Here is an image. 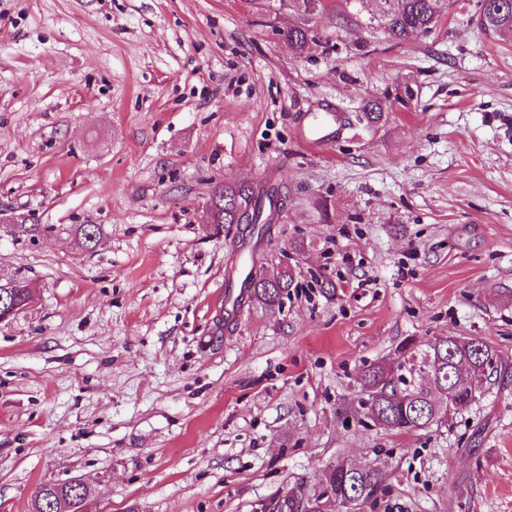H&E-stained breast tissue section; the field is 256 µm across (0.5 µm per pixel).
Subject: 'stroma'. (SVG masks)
<instances>
[{
	"mask_svg": "<svg viewBox=\"0 0 512 512\" xmlns=\"http://www.w3.org/2000/svg\"><path fill=\"white\" fill-rule=\"evenodd\" d=\"M476 4L405 43L324 0L300 55L288 0H0V277L33 287L0 322V512L73 477L89 512H259L342 459L383 473L364 512H512V376L427 430L361 406L406 341L512 364V38ZM241 181L278 187L258 265L294 286L223 330L241 260L206 210ZM316 121L317 123L311 132V143L314 145L328 142L335 132L337 135L340 131L334 112H325ZM334 126L335 129H333Z\"/></svg>",
	"mask_w": 512,
	"mask_h": 512,
	"instance_id": "1",
	"label": "stroma"
}]
</instances>
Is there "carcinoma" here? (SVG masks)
Segmentation results:
<instances>
[{
  "label": "carcinoma",
  "instance_id": "1",
  "mask_svg": "<svg viewBox=\"0 0 512 512\" xmlns=\"http://www.w3.org/2000/svg\"><path fill=\"white\" fill-rule=\"evenodd\" d=\"M494 7L479 9L476 25L486 33L512 36V0H490ZM440 0H385L382 20L396 40L413 42L427 35L436 25ZM288 43L299 54L315 42L313 30L297 26L284 32ZM378 101L368 102L358 120L370 126L382 118ZM211 201L216 209L213 229L226 231L229 245L256 263L265 237L271 234L278 189L253 187L242 183L215 187ZM83 245L92 249L100 240L94 224L77 228ZM255 267L243 278L228 277L227 287L247 289L248 299L269 308L281 304L293 287L291 272L275 277L269 285L254 279ZM394 367L371 365L361 377L366 417L374 424L397 432L426 430L469 409L483 385L506 369L499 351L478 337L446 336L415 351L410 344L397 349ZM321 491L302 486L288 490L284 501H271L268 512H362L383 488L380 470L372 465L352 466L340 460L329 466L319 483Z\"/></svg>",
  "mask_w": 512,
  "mask_h": 512
}]
</instances>
